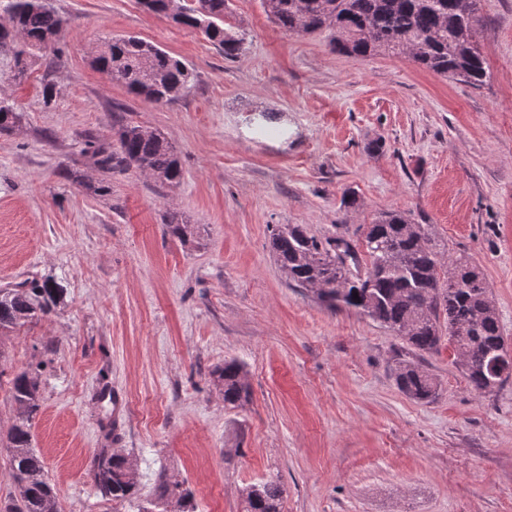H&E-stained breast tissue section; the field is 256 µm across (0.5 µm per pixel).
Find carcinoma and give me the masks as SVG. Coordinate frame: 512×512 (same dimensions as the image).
<instances>
[{
	"instance_id": "obj_1",
	"label": "carcinoma",
	"mask_w": 512,
	"mask_h": 512,
	"mask_svg": "<svg viewBox=\"0 0 512 512\" xmlns=\"http://www.w3.org/2000/svg\"><path fill=\"white\" fill-rule=\"evenodd\" d=\"M265 12L281 28L305 34L330 32L332 50L351 58H367L379 52L407 54L422 69L436 75L481 87L488 78L485 60L476 41L483 26L481 0H262ZM227 0H192L181 10L180 24L201 31L206 39L235 58L243 37L227 24ZM0 14L21 33V46H13L10 33L0 30V50L12 49L13 79H21L31 62L54 47L66 20L51 4L34 0H0ZM93 62L112 81L146 100L162 104L183 94L193 74L180 59L137 36L111 37L102 44ZM21 121L14 104L0 99V131H10ZM97 164L122 166L163 184L182 179L180 160L165 137L138 124H126L117 132V149L93 151ZM411 223L401 212H382L361 240L367 264L357 272V251L345 238L349 230L317 238L299 224H280L271 237V248L286 279L301 288L321 287L317 299L332 309L354 310L393 331L409 326L403 340L419 353L438 350L443 330L448 344L459 353L468 384L478 393L503 385L508 378L490 372L492 361L504 356L505 342L499 316L489 297V284L481 269L467 260L453 265L463 270L460 279L448 283V271L437 244L426 230L416 236L406 231ZM167 233L186 242L197 233L172 214ZM62 295L51 279L0 288V335L49 313ZM224 386V407L238 408L248 397L243 367L224 361L215 371ZM396 383L411 399H435L438 384L410 360L398 362ZM18 406L14 423L5 435L10 453L14 496L0 512H59L54 484L42 456L34 446L32 421L41 407L37 380L22 371L11 380ZM92 477L98 493L114 501L137 499L138 484L125 468V458L103 448L93 462ZM158 502L193 512L192 492L185 482L158 476ZM284 488L268 478L242 489L246 512H280Z\"/></svg>"
}]
</instances>
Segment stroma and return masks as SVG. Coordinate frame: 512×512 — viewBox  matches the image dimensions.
Segmentation results:
<instances>
[{"label":"stroma","instance_id":"obj_1","mask_svg":"<svg viewBox=\"0 0 512 512\" xmlns=\"http://www.w3.org/2000/svg\"><path fill=\"white\" fill-rule=\"evenodd\" d=\"M51 3L68 20L53 68L35 62L17 82L0 53V97L23 115L0 132V288L50 278L64 294L0 338V428L17 414L10 379L32 372L60 512H135L96 491L108 447L133 464L141 499L163 472L187 482L196 512H245L241 489L269 477L281 512H512V380L474 392L447 346L419 353L328 308L270 248L279 224L324 237L406 213L446 261L481 268L512 344V0L481 2L479 88L405 56L332 52L328 34L282 29L261 0H228L245 37L232 60L138 0ZM126 34L182 60L190 89L155 104L96 69L94 49ZM126 123L171 142L178 185L97 164L94 147H115ZM172 213L195 238L167 234ZM230 358L250 389L235 410L214 374ZM402 359L437 381L433 401L399 390Z\"/></svg>","mask_w":512,"mask_h":512}]
</instances>
